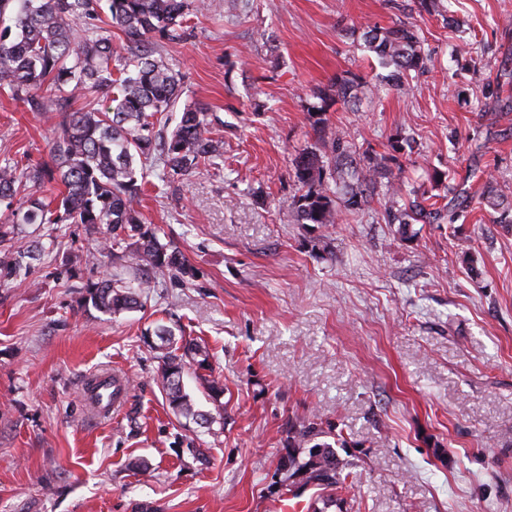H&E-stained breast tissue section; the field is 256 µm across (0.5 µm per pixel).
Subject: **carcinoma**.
<instances>
[{
    "label": "carcinoma",
    "instance_id": "cac0c4a2",
    "mask_svg": "<svg viewBox=\"0 0 512 512\" xmlns=\"http://www.w3.org/2000/svg\"><path fill=\"white\" fill-rule=\"evenodd\" d=\"M204 7L205 0H0V84L29 111L54 114L59 130L50 147L52 163H33L24 153L0 166V280L26 278L41 254L15 245L22 224L103 230L84 261L94 264L107 256L133 275L130 281L112 277L84 286L86 301L105 314L141 307L142 297L162 281L183 286L197 278L177 247L149 227L138 201L150 169H162L161 180L174 184L223 155L224 122L205 105L177 111L180 80L162 53L163 45L184 39L186 17ZM362 38L365 50L388 70L387 84L399 92L410 89V72L426 67L413 25L373 27ZM362 88L360 77L350 74L315 92L320 106L309 120L321 148L295 158L298 194L287 219L312 225L322 242L330 226L382 188L394 198L383 220L399 225L405 238L415 236L413 224L456 223L472 203L467 190L442 207L416 199L403 203L394 173L401 168L402 141H391L386 153H361L330 125L327 112L347 105ZM77 96L85 105L72 111L70 101ZM51 183L63 187L56 197L29 195ZM143 342L159 360L157 383L175 418L216 422L182 387L185 371L209 368L208 349L179 342L163 326L145 330ZM286 428L275 472L286 475L291 489L299 480L318 486L326 506L337 502L356 467L336 456L334 446L347 447L343 430L316 415L290 416Z\"/></svg>",
    "mask_w": 512,
    "mask_h": 512
}]
</instances>
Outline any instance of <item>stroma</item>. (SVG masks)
I'll use <instances>...</instances> for the list:
<instances>
[{
	"instance_id": "1",
	"label": "stroma",
	"mask_w": 512,
	"mask_h": 512,
	"mask_svg": "<svg viewBox=\"0 0 512 512\" xmlns=\"http://www.w3.org/2000/svg\"><path fill=\"white\" fill-rule=\"evenodd\" d=\"M208 2L164 55L181 103L223 119L224 155L175 196L149 184L140 201L198 277L106 315L83 301L86 281L113 271L84 261L97 234L20 227L18 245L46 250L27 279L0 282V512H264L285 491L273 465L285 422L310 414L348 437L336 451L358 464L348 512H512V228L499 211L476 200L459 232L419 224L409 241L376 199L322 246L282 218L294 159L315 141L313 91L349 73L368 92L327 117L364 150L410 140L403 199L447 204L477 168L512 192V97L499 91L512 79V0H449L454 28L414 0ZM400 21L428 56L403 94L379 86L361 39ZM55 135L0 87V161L20 150L50 162ZM433 170L447 180L430 182ZM158 324L205 344L224 384V422L202 435L201 463L173 444L183 427L141 340ZM103 369L130 389L95 421L81 392ZM135 458L152 479L130 469Z\"/></svg>"
}]
</instances>
